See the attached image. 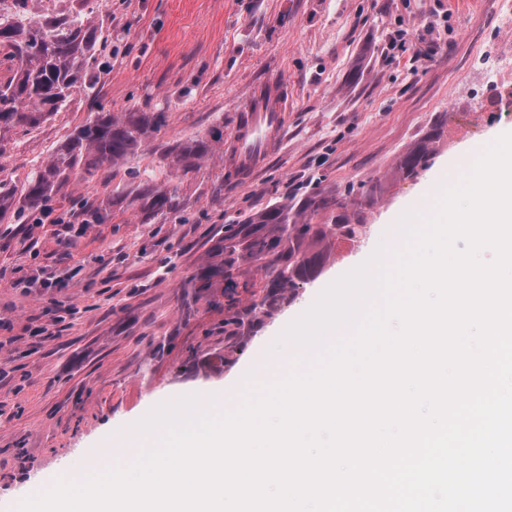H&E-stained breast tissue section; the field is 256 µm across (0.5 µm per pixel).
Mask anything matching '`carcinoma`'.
<instances>
[{
    "label": "carcinoma",
    "instance_id": "carcinoma-1",
    "mask_svg": "<svg viewBox=\"0 0 512 512\" xmlns=\"http://www.w3.org/2000/svg\"><path fill=\"white\" fill-rule=\"evenodd\" d=\"M20 14L0 15V58L9 76L0 78V154L16 128H36L67 102L73 91L93 84L88 68L99 51L95 25L78 15L31 16V0H15ZM165 112H98L77 127L47 163L22 187L0 180V222L22 211L45 207L57 188L76 171L92 176L104 165H118L154 139L167 125ZM442 135L436 122L423 139L401 157L396 172L417 176L426 167ZM168 169L187 172L212 151L207 138L183 145L157 146ZM382 178L342 190L318 189L279 200L235 224L224 225V237L190 279L193 297L224 306V365L233 363L248 331L263 316L290 302L300 283L315 279L338 241H355L364 231L351 207L372 205ZM148 220L177 218L182 211L178 187L148 178L137 195Z\"/></svg>",
    "mask_w": 512,
    "mask_h": 512
}]
</instances>
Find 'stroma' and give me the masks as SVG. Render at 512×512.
I'll list each match as a JSON object with an SVG mask.
<instances>
[{
    "instance_id": "obj_1",
    "label": "stroma",
    "mask_w": 512,
    "mask_h": 512,
    "mask_svg": "<svg viewBox=\"0 0 512 512\" xmlns=\"http://www.w3.org/2000/svg\"><path fill=\"white\" fill-rule=\"evenodd\" d=\"M104 38L93 87L34 129H17L0 177L23 186L77 126L96 112H164L156 143L206 137L217 150L187 173L163 168L153 144L95 176L78 173L54 194L67 225L34 213L0 223V512H17L35 479L75 465L155 408L261 376L286 328L324 290L389 240L406 212L429 210L443 177L466 151L512 132V88L489 78L495 48L512 32V0H88ZM412 31L405 47L394 31ZM435 54L424 56L426 45ZM282 79L288 125L280 146L239 181L226 161L253 86ZM473 127L457 126L458 92ZM443 117V136L413 179L400 156ZM176 184L182 220L143 223L134 199L146 178ZM380 177L365 235L339 244L315 280L263 318L229 367L188 373L192 353L224 350V310L191 299L185 282L225 225L318 187ZM126 198L113 211L112 197ZM108 211L104 223L86 209ZM43 269L61 279L27 290Z\"/></svg>"
}]
</instances>
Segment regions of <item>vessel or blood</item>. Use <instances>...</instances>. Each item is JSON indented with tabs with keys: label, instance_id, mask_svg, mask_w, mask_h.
<instances>
[{
	"label": "vessel or blood",
	"instance_id": "vessel-or-blood-1",
	"mask_svg": "<svg viewBox=\"0 0 512 512\" xmlns=\"http://www.w3.org/2000/svg\"><path fill=\"white\" fill-rule=\"evenodd\" d=\"M280 79L256 85L244 105L243 124L237 125L229 154L242 180H249L278 143L287 118V97Z\"/></svg>",
	"mask_w": 512,
	"mask_h": 512
}]
</instances>
